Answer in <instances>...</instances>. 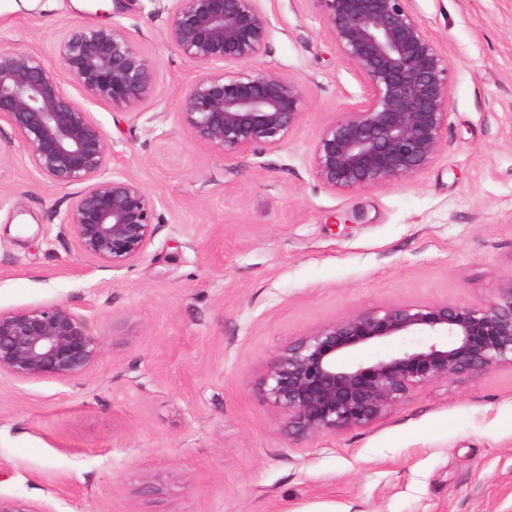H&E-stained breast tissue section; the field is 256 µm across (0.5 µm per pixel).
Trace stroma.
Segmentation results:
<instances>
[{
  "instance_id": "1",
  "label": "stroma",
  "mask_w": 512,
  "mask_h": 512,
  "mask_svg": "<svg viewBox=\"0 0 512 512\" xmlns=\"http://www.w3.org/2000/svg\"><path fill=\"white\" fill-rule=\"evenodd\" d=\"M256 62L299 85L277 148L225 154L179 118L197 67L171 0H0V46L53 57L112 24L156 64L132 112L65 82L141 182L154 234L129 266L85 259L51 183L0 126V311L63 303L102 354L70 380L0 377V496L53 512H512V366L416 390L375 423L297 437L254 390L289 339L388 307L484 304L512 276V0H411L450 66L448 121L418 175L348 192L312 151L365 87L320 0H259Z\"/></svg>"
}]
</instances>
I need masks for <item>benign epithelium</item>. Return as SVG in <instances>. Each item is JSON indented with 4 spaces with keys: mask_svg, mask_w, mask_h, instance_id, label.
Instances as JSON below:
<instances>
[{
    "mask_svg": "<svg viewBox=\"0 0 512 512\" xmlns=\"http://www.w3.org/2000/svg\"><path fill=\"white\" fill-rule=\"evenodd\" d=\"M167 37L200 73L179 98L182 124L223 153L276 148L304 114L301 88L254 61L269 35L258 0H173ZM338 53L368 95L320 133L313 173L334 191L373 189L410 178L435 159L450 102L448 58L410 0H320ZM55 63L0 46V122L17 135L52 183L82 186L62 224L99 268L138 260L154 234V205L129 176H104L111 147L70 97L62 77L116 110L132 111L153 87L156 64L115 26L76 27ZM368 347L367 361L345 359ZM98 337L71 307L55 303L0 312V375L69 380L89 371ZM512 366V277L485 304H434L356 312L284 345L254 387L301 436L368 426L428 385ZM0 512H52L0 498Z\"/></svg>",
    "mask_w": 512,
    "mask_h": 512,
    "instance_id": "1",
    "label": "benign epithelium"
}]
</instances>
